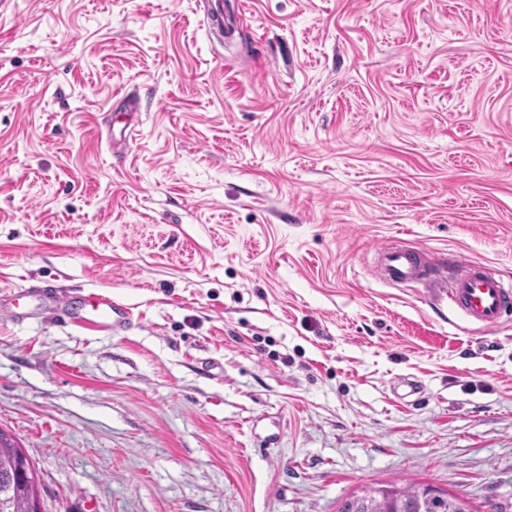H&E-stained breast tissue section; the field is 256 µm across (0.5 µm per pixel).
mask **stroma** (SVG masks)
<instances>
[{"instance_id": "stroma-1", "label": "stroma", "mask_w": 512, "mask_h": 512, "mask_svg": "<svg viewBox=\"0 0 512 512\" xmlns=\"http://www.w3.org/2000/svg\"><path fill=\"white\" fill-rule=\"evenodd\" d=\"M207 9L0 0V292L137 319L0 314L44 512H338L405 480L512 512V319L373 274L393 242L512 282V0H224L220 38ZM22 295H36L46 303L47 309L64 323L79 325L95 331L119 332L133 326V315L128 307L118 303L110 294H92L81 309L73 308V291L55 283L33 285L25 291L17 292L9 299L0 297V311L6 312L16 322L22 321L26 313L20 309Z\"/></svg>"}]
</instances>
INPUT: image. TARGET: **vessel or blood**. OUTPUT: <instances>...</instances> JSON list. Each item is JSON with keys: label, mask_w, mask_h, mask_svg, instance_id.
I'll use <instances>...</instances> for the list:
<instances>
[{"label": "vessel or blood", "mask_w": 512, "mask_h": 512, "mask_svg": "<svg viewBox=\"0 0 512 512\" xmlns=\"http://www.w3.org/2000/svg\"><path fill=\"white\" fill-rule=\"evenodd\" d=\"M374 274L387 284L421 282L427 297L449 301L467 320L484 327H495L512 313V288L480 263L468 265L450 281L424 273L416 251L389 243L379 250ZM28 292L41 297L49 312L66 323L103 332L124 331L133 325L129 308L105 293L92 295L77 310L72 304V290L61 285L48 282L29 287Z\"/></svg>", "instance_id": "vessel-or-blood-1"}]
</instances>
